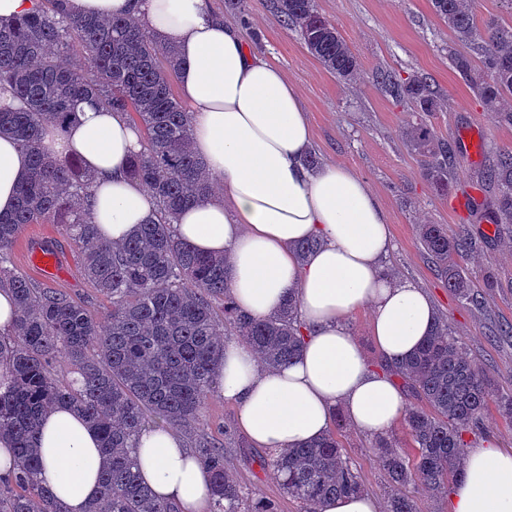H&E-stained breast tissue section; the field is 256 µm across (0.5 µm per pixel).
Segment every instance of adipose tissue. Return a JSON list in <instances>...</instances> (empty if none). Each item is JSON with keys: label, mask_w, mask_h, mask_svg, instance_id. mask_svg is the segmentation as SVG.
I'll list each match as a JSON object with an SVG mask.
<instances>
[{"label": "adipose tissue", "mask_w": 512, "mask_h": 512, "mask_svg": "<svg viewBox=\"0 0 512 512\" xmlns=\"http://www.w3.org/2000/svg\"><path fill=\"white\" fill-rule=\"evenodd\" d=\"M89 17L132 14L176 43L184 64L177 83L193 114V148L223 195L182 212L176 232L207 254L230 258V294L254 317L273 314L296 295L303 327L299 356L264 368L245 343H224L217 389L238 406L237 423L253 445L278 453L327 433L336 406L360 431L385 435L405 415L404 393L382 364L410 355L434 327L429 294L398 278L388 214L368 183L340 163L308 168L313 132L300 91L277 65L249 47L242 26L208 0H70ZM140 136L121 113L85 108L65 137L47 130L42 147L77 154L95 173L92 216L101 237L124 241L155 218L152 197L128 174ZM30 168L28 154L0 136V214L13 211ZM307 239L319 247L297 259ZM370 311L381 365L351 331ZM38 481L67 512H84L99 495L98 435L66 408L51 411L39 435ZM144 481L178 512H206L210 476L173 429L144 431L135 450ZM448 512H512V450L494 442L468 449Z\"/></svg>", "instance_id": "ef3b65f1"}]
</instances>
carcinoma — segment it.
I'll list each match as a JSON object with an SVG mask.
<instances>
[{"label": "carcinoma", "mask_w": 512, "mask_h": 512, "mask_svg": "<svg viewBox=\"0 0 512 512\" xmlns=\"http://www.w3.org/2000/svg\"><path fill=\"white\" fill-rule=\"evenodd\" d=\"M431 4L455 34L449 56L457 73L501 124L512 126V26L479 22L475 0ZM272 9L325 70L345 83L358 80V56L316 0H273ZM475 44L478 62L470 54ZM74 53L82 63L66 61ZM180 65L177 47L130 14L83 17L71 12L68 0H33L25 15L0 22V134L13 136L31 158L14 211L0 216V285L12 288L18 312L14 328L0 335V379L10 380L0 386V438L11 440L17 457V467L0 476V512H62L37 480L35 444L40 416L61 404L98 432L107 459L100 495L86 512H177L157 500L136 471L139 433L154 424L197 429L224 356V330L250 345L268 368L300 352L295 301L269 317L246 314L229 294L224 256L196 251L173 230L180 211L216 191L191 148V113L172 92ZM374 87L406 104L399 136L420 178L436 195L447 196L463 159L430 121L443 111V96L423 77L399 78L388 70L377 72ZM91 99L135 113L133 125L143 133L129 174L152 193L159 219L139 225L120 244L98 237L91 212L94 176L80 158L49 156L40 147L46 125L64 130ZM486 174L497 188L489 219L509 230L512 150L499 152ZM29 224H54L70 237L84 279L110 302L106 313H94L47 284L36 286L14 268L12 248ZM417 235L448 288L482 307L483 292L461 265L475 248L471 235H450L442 224H420ZM392 372L416 399L405 413L413 455L383 440L373 452L387 478L388 512H418L414 493H448L449 480L460 472L465 435L479 431L492 400L512 417V393L499 392L442 319ZM344 426L338 415L326 436L275 457L273 475L306 512L363 490L338 439ZM194 453L211 476L212 512H276L274 503L244 496L225 463L223 443L202 434Z\"/></svg>", "instance_id": "cac0c4a2"}]
</instances>
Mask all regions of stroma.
Here are the masks:
<instances>
[{
	"label": "stroma",
	"instance_id": "35a3bbf8",
	"mask_svg": "<svg viewBox=\"0 0 512 512\" xmlns=\"http://www.w3.org/2000/svg\"><path fill=\"white\" fill-rule=\"evenodd\" d=\"M321 14L332 20L359 56L361 80L345 84L326 72L294 32L287 30L265 0H247L246 13L231 10L229 0H211L212 8L230 21L247 16L253 48L282 68L298 86L312 126L313 152L319 164L339 162L365 179L381 198L396 245L391 264L394 272L412 279L430 294L438 313L448 319L454 332L475 357L477 364L504 392H512V338L498 335L512 326V235L476 222L472 209H486L496 189L483 173L491 152L512 149V127L498 122L452 67L449 47L452 36L432 10L430 0H317ZM408 77H430L448 95L447 111L432 119L449 146L462 150L460 136L475 129L483 149L474 160H465L456 173L457 189L445 198L435 195L419 177L417 163L397 135L404 118L402 107L377 91L372 78L378 70ZM421 224H441L449 233L469 228L478 246L464 261L466 276L484 288L485 303L474 309L449 291L423 254L417 239ZM53 245L61 259L62 273L44 279L29 260L28 251L38 243ZM19 270L32 281L51 286L83 302L91 311H104L108 302L84 280L69 237L50 224L28 225L13 250ZM493 288H485L486 280ZM238 407L211 394L202 410L206 432H228L227 462L246 488L275 500L279 512H304L303 504L284 492L272 472L261 470L266 450L251 445L236 423ZM340 441L366 493L386 505V477L372 448L375 437L346 426Z\"/></svg>",
	"mask_w": 512,
	"mask_h": 512
}]
</instances>
